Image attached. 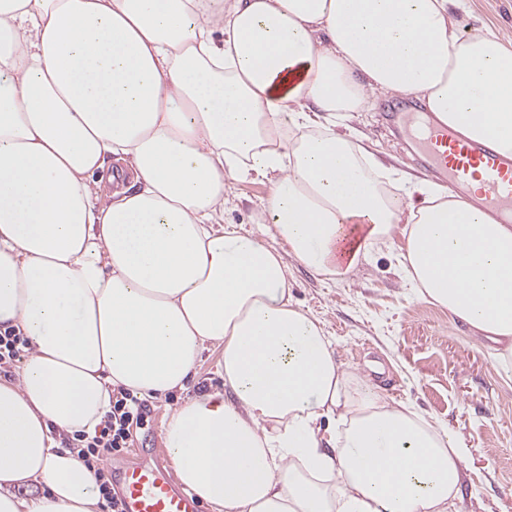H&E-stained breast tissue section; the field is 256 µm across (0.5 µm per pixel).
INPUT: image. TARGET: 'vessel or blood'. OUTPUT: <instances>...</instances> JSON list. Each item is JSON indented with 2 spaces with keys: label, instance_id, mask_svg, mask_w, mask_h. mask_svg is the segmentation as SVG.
I'll use <instances>...</instances> for the list:
<instances>
[{
  "label": "vessel or blood",
  "instance_id": "vessel-or-blood-1",
  "mask_svg": "<svg viewBox=\"0 0 512 512\" xmlns=\"http://www.w3.org/2000/svg\"><path fill=\"white\" fill-rule=\"evenodd\" d=\"M431 174L456 187L469 179L481 182V194L492 210L512 216V162L491 146L462 138L436 122L415 125L414 116H400ZM117 498L122 512H204L196 496L179 487L160 460L128 464L121 472Z\"/></svg>",
  "mask_w": 512,
  "mask_h": 512
}]
</instances>
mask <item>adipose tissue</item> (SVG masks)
Listing matches in <instances>:
<instances>
[{
	"label": "adipose tissue",
	"mask_w": 512,
	"mask_h": 512,
	"mask_svg": "<svg viewBox=\"0 0 512 512\" xmlns=\"http://www.w3.org/2000/svg\"><path fill=\"white\" fill-rule=\"evenodd\" d=\"M463 5L0 0V330L29 341L0 380V512H102L54 431L93 432L114 387L182 388L211 346L223 390L165 434L215 512H462L460 436L337 362L288 263L333 281L401 234L406 284L512 374V224L353 125L412 95L512 159V43ZM248 179L280 246L216 224Z\"/></svg>",
	"instance_id": "1"
}]
</instances>
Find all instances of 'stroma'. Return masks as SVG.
I'll return each instance as SVG.
<instances>
[{"mask_svg":"<svg viewBox=\"0 0 512 512\" xmlns=\"http://www.w3.org/2000/svg\"><path fill=\"white\" fill-rule=\"evenodd\" d=\"M465 26L488 25L512 37V0H468ZM414 97L379 98L361 113L357 127L375 142L384 160L424 175L405 147L393 113L418 111ZM267 196L259 182L236 184L224 207L225 223L263 237L266 225L252 217ZM401 237L382 245L373 259L344 281H326L297 263L288 265V286L298 304L323 325L337 360L371 375L391 398L408 401L428 419L458 431L467 468L463 512H512V376L447 311L416 298L399 274ZM220 349L205 350L185 388L151 399L149 426L137 430L133 445L115 467L152 458L165 448V422L179 405L202 390L220 391Z\"/></svg>","mask_w":512,"mask_h":512,"instance_id":"stroma-1","label":"stroma"}]
</instances>
